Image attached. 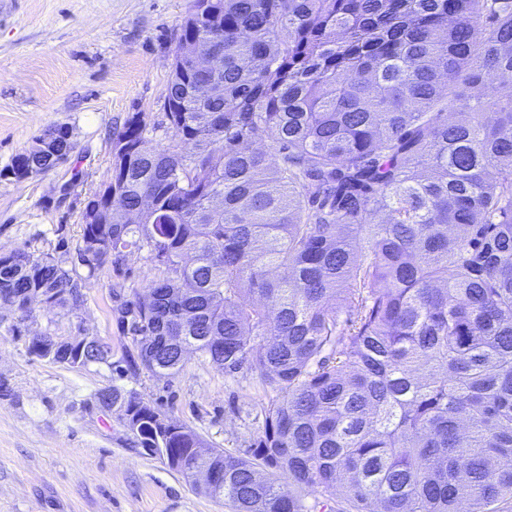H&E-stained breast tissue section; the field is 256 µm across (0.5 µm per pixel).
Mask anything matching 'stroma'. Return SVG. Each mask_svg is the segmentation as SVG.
Instances as JSON below:
<instances>
[{
  "label": "stroma",
  "mask_w": 512,
  "mask_h": 512,
  "mask_svg": "<svg viewBox=\"0 0 512 512\" xmlns=\"http://www.w3.org/2000/svg\"><path fill=\"white\" fill-rule=\"evenodd\" d=\"M194 0H0V169L45 129L70 126L77 143L56 168L18 182L0 176V253L62 261L85 279L75 309L0 306V512H230L137 446L96 393L133 391L179 418L210 447L246 457L273 393L248 370L227 374L199 353L181 374L118 376L105 365L66 368L37 357L33 336H95L113 361L134 354L117 328L116 299H133L156 271L148 250L125 276L79 265L82 214L112 167V137L142 113L151 146L176 145L164 100L180 25Z\"/></svg>",
  "instance_id": "1"
}]
</instances>
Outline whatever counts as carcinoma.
I'll return each instance as SVG.
<instances>
[{
    "label": "carcinoma",
    "mask_w": 512,
    "mask_h": 512,
    "mask_svg": "<svg viewBox=\"0 0 512 512\" xmlns=\"http://www.w3.org/2000/svg\"><path fill=\"white\" fill-rule=\"evenodd\" d=\"M189 40L223 65L174 54L179 143L125 120L78 252L93 274L146 247L158 271L117 307L126 371L169 379L196 352L276 396L251 457L189 458L202 442L180 419L99 394L174 471L218 470L203 491L233 512H304L280 473L341 512L512 499V94L490 92L512 76V0H195ZM263 138L280 161L248 146ZM55 139H35L47 170ZM83 288L52 257L0 253V305L73 308ZM88 356L112 365L101 339Z\"/></svg>",
    "instance_id": "1"
}]
</instances>
